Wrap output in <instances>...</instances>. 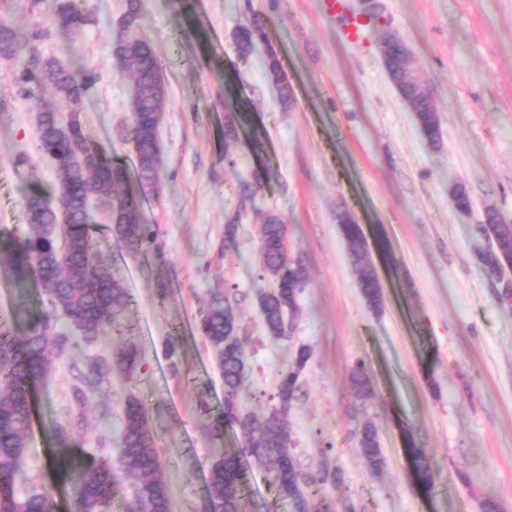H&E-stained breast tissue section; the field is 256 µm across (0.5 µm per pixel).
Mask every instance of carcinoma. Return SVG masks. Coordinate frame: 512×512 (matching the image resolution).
Wrapping results in <instances>:
<instances>
[{
    "label": "carcinoma",
    "instance_id": "cac0c4a2",
    "mask_svg": "<svg viewBox=\"0 0 512 512\" xmlns=\"http://www.w3.org/2000/svg\"><path fill=\"white\" fill-rule=\"evenodd\" d=\"M49 9L54 29L70 37L97 21L82 7L81 0H51ZM140 9V0H127L112 47L116 68L132 71L134 80L130 143L137 164L132 169L108 158L106 149L83 129L80 113L100 73L84 67L74 70L56 58L40 56L36 43L46 30L38 26L18 29L0 20V58L17 61L14 82L20 94L34 97L50 88L68 104L70 112L66 123L48 106L38 115L40 149L54 162L58 196L54 198L43 190L30 191L24 200L28 234L21 239L10 235L0 244V270L21 280L33 274L65 320V328L59 329L53 317L46 315L27 324L21 337L0 336V512H53L49 494L33 491L20 498L16 492L18 468L33 417V388L52 372L48 355H67L120 331L116 311L125 300V290L112 271L109 258L91 236V201L103 203L113 237L125 244L131 256L141 255L153 240L151 226L145 222L142 191L159 189L157 129L166 99V81L153 46L134 38ZM265 38L260 22L243 27L237 34L239 51L248 54ZM268 73L282 96H288V82L272 51L268 54ZM249 108V104L238 102L234 117L224 126V139H234L238 129H247L258 156L264 142L261 132L252 126ZM416 121L430 143L438 142L437 113L423 105L416 113ZM339 229L357 272L362 298L370 310L378 311L383 307V291L368 258L363 229L348 217L342 218ZM477 232L492 241V246L480 254L487 271L494 272L505 262H512V224L502 223L499 214L490 209L486 223L478 225ZM287 238L288 225L275 214L266 215L259 229L263 285L257 289L256 297L262 326L273 338L288 335L306 282L302 258L286 259ZM197 330L214 349L224 382L223 407L210 416L211 436L222 438L227 429L240 433L250 456L268 466L279 496L292 500L298 512H329L317 498V487L338 480V474L331 475L326 470L318 477L308 474L290 452L293 437L288 413L300 389L299 372L311 358L310 351L305 347L297 349L294 367L280 378L274 396L277 403L269 412L257 416L246 411L239 401L246 370L245 339L239 336L237 312L224 294L217 291L211 296ZM137 359L133 347L114 342L110 358L94 359L87 371L79 372V384L73 391L76 404L83 406L87 392L102 387L112 371L132 370ZM351 381L357 398L371 396L364 362L355 365ZM355 437L359 454L369 467L381 469L385 459L370 419L359 425ZM406 446L418 486L430 491L432 466L410 432ZM52 466L59 467L61 463L54 458ZM118 471L139 485L131 512H170L154 429L144 404L133 393L122 407L115 441L105 442L87 461L63 467L65 483L71 489L70 512H112L118 493ZM242 481L243 470L235 454L226 453L214 460L207 478L210 512H242L245 505L237 493ZM304 486L310 492H304Z\"/></svg>",
    "mask_w": 512,
    "mask_h": 512
}]
</instances>
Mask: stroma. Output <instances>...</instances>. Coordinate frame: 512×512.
<instances>
[{
  "instance_id": "1",
  "label": "stroma",
  "mask_w": 512,
  "mask_h": 512,
  "mask_svg": "<svg viewBox=\"0 0 512 512\" xmlns=\"http://www.w3.org/2000/svg\"><path fill=\"white\" fill-rule=\"evenodd\" d=\"M98 18L74 42L52 31L47 9L28 0H0V16L18 28L40 26L42 57L88 66L101 75L81 114L86 134L113 158L135 166L126 141L133 81L114 68L112 43L126 0H84ZM367 19L359 41L344 39L321 0H142L140 33L155 47L167 79L158 127L161 183L144 213L155 239L131 258L94 213L104 244L126 288L119 320L125 344L140 359L113 372L111 388L72 401L75 366L112 351L110 339L54 358L39 385L27 438L19 494L30 485L49 493L55 512H69V490L49 464L54 435L67 428L76 456L99 447L98 415L120 419L128 394L144 403L156 432L170 512H208L212 461L236 452L245 469L247 512H294L267 467L257 465L239 434L212 438L209 411L224 402L216 354L196 328L214 291L236 309L247 345L243 407L272 405L282 373L299 347L311 358L288 415L292 453L307 472L339 471L324 503L340 512H512V273L489 275L479 254L489 241L475 231L487 210L512 224V0H346ZM261 22L267 39L240 55L235 36ZM394 34L436 103L440 140L429 144L385 66L383 40ZM275 53L288 77L281 95L266 58ZM16 64L0 59V233L24 237V197L32 187L57 192L54 167L39 148L34 101L18 95ZM252 104L265 149L255 155L247 135L224 140L238 101ZM26 153L27 170L13 160ZM261 171L262 185L243 195ZM463 184L472 205L458 210L452 188ZM280 214L307 281L287 337L267 336L256 292L259 228ZM361 224L383 287L381 313L365 305L339 224ZM237 222L236 244L224 247L225 226ZM168 294L159 297L158 283ZM31 318L48 304L37 288L19 292L0 271V334L21 335L18 303ZM365 362L372 394L359 400L351 370ZM209 411H202L201 401ZM378 431L385 465L372 472L356 450L363 420ZM417 435L433 470L423 492L407 458L404 429Z\"/></svg>"
}]
</instances>
